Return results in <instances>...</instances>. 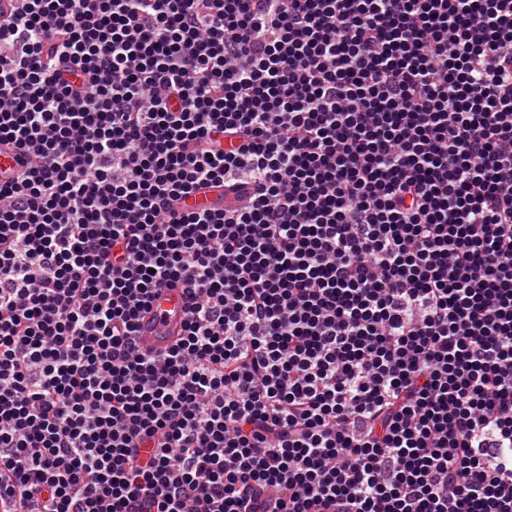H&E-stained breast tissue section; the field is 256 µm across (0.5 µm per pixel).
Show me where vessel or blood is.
<instances>
[{
    "mask_svg": "<svg viewBox=\"0 0 512 512\" xmlns=\"http://www.w3.org/2000/svg\"><path fill=\"white\" fill-rule=\"evenodd\" d=\"M184 321L185 310L180 289H161L151 310L140 319L137 332L139 347L151 353L162 352L180 336Z\"/></svg>",
    "mask_w": 512,
    "mask_h": 512,
    "instance_id": "vessel-or-blood-1",
    "label": "vessel or blood"
}]
</instances>
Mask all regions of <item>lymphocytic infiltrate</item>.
Wrapping results in <instances>:
<instances>
[{
	"mask_svg": "<svg viewBox=\"0 0 512 512\" xmlns=\"http://www.w3.org/2000/svg\"><path fill=\"white\" fill-rule=\"evenodd\" d=\"M0 145V512H512V0H15ZM180 288H162L148 313L142 315L137 332L143 351L160 353L183 331L185 310Z\"/></svg>",
	"mask_w": 512,
	"mask_h": 512,
	"instance_id": "1",
	"label": "lymphocytic infiltrate"
}]
</instances>
